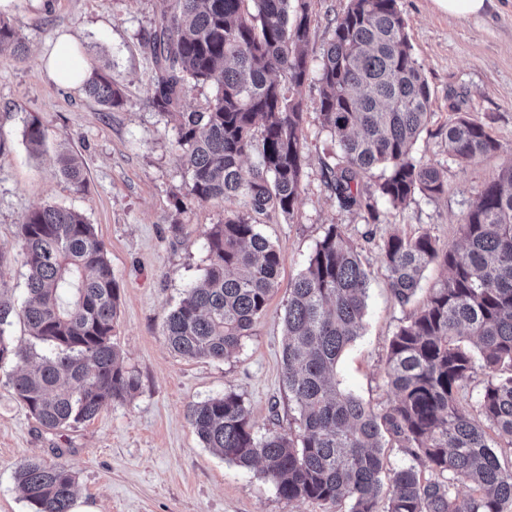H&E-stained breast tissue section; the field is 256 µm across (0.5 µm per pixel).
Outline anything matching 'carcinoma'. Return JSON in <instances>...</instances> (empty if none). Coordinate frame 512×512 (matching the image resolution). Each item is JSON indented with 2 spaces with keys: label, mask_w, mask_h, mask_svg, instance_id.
<instances>
[{
  "label": "carcinoma",
  "mask_w": 512,
  "mask_h": 512,
  "mask_svg": "<svg viewBox=\"0 0 512 512\" xmlns=\"http://www.w3.org/2000/svg\"><path fill=\"white\" fill-rule=\"evenodd\" d=\"M310 24V0H171L146 38L156 69L149 100L177 128L187 198L240 197L245 206L211 225L204 275L166 315L165 342L181 356L227 357L278 288L281 255L258 224L271 212L293 218L301 192ZM5 48L26 52L19 29L0 17ZM191 80L218 85L203 112L182 110ZM319 84L320 114L336 147L323 175L341 208L378 224L381 201L398 208L417 194L445 193L444 169L413 157L431 116V89L397 0H349ZM85 89L109 109L123 105L101 73ZM450 109V159L462 164L501 149L484 124ZM25 138L36 152L46 130L34 119ZM250 154L261 161L247 169ZM60 163L82 187V161L69 154ZM460 234L461 243L448 246L427 232L383 241L387 285L403 306L429 265L449 271L390 341L386 377L395 400L386 413L334 378L361 335L370 271L331 224L291 283L283 315L282 376L298 432L257 436L249 410L230 392L189 407L204 446L240 467L263 464L288 500L347 501L350 512H512V462L500 460L512 456V164L485 184ZM19 240L28 299L18 307L0 294V365L12 364L8 381L18 399L44 432L57 434L131 396L139 381L112 343L119 288L93 225L47 203L25 216ZM15 316L33 342L6 340ZM478 369L487 381L474 415L463 401ZM389 431L419 467L386 468ZM15 475L31 512H71L75 478L65 463L24 459Z\"/></svg>",
  "instance_id": "cac0c4a2"
}]
</instances>
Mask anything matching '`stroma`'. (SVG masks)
<instances>
[{"instance_id": "obj_1", "label": "stroma", "mask_w": 512, "mask_h": 512, "mask_svg": "<svg viewBox=\"0 0 512 512\" xmlns=\"http://www.w3.org/2000/svg\"><path fill=\"white\" fill-rule=\"evenodd\" d=\"M498 4L487 17L457 20L432 0H398L432 92V117L414 155L441 164L448 189L435 199L415 197L403 208L382 205L380 223L368 224L362 214L339 207L322 171L334 144L320 114L319 69L334 37L332 20L348 0H311L301 193L293 219L272 213L259 226L281 255L279 286L265 315L221 361L182 357L163 335L166 315L208 264L207 229L243 202L185 197L177 131L148 103L155 67L144 38L162 0H21L9 12L28 52H0V292L18 302L25 298L18 228L30 211L53 203L83 213L120 286L112 341L139 387L93 420L51 435L17 400L1 369L0 512H30L15 468L29 457L53 460L56 446L64 448L63 460L76 477L75 498L89 512H349L345 503L279 496L261 467L237 466L205 448L188 409L232 392L250 411L257 435L297 430L299 413L282 382V315L292 281L332 224L342 226L372 273L364 331L341 356L336 378L377 411L392 405L395 394L385 374L390 340L447 271L430 265L414 299L400 305L387 286L383 241L394 232H426L440 245L459 243L458 227L469 206L512 163V0ZM62 32L77 39L89 69L109 75L122 106L105 108L83 88H65L49 77L39 56ZM454 102L486 125L501 151L461 165L449 160L443 132ZM34 119L47 130L38 154L24 137ZM63 152L82 159V188L62 176ZM175 224L180 233H172Z\"/></svg>"}]
</instances>
